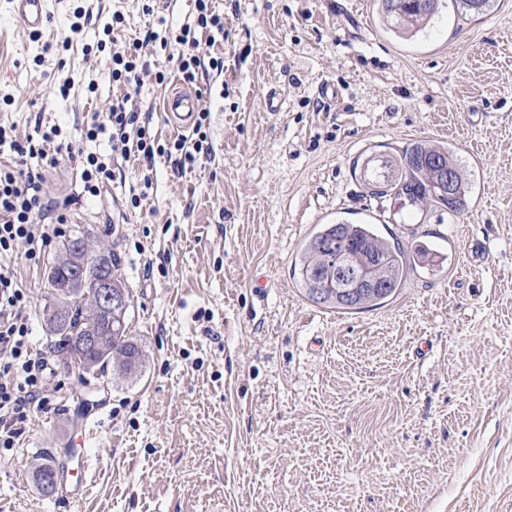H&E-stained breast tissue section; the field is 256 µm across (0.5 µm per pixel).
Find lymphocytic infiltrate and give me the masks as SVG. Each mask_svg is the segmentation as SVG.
Wrapping results in <instances>:
<instances>
[{
  "instance_id": "obj_1",
  "label": "lymphocytic infiltrate",
  "mask_w": 512,
  "mask_h": 512,
  "mask_svg": "<svg viewBox=\"0 0 512 512\" xmlns=\"http://www.w3.org/2000/svg\"><path fill=\"white\" fill-rule=\"evenodd\" d=\"M194 24L184 25L176 35L179 45L178 69L185 80H194L202 63L222 70L223 59L202 60L196 30H205L209 40L224 35V18L215 14L209 0H196ZM167 36L151 32L149 38L135 39L122 50L113 52L109 76L113 83L139 89L147 72L146 56L150 43L167 44ZM128 97L113 100L103 120L87 127L85 139L97 141L107 135L113 151L121 156L138 155L144 161L166 156L175 170L193 164L197 155L208 153L207 110H199L188 137L176 139L171 145L159 144L149 124L139 122L136 112L128 107ZM64 215L54 207L43 191L40 172L0 164V254L23 253L27 260L40 261L53 238L62 233ZM29 303L24 289L13 275L0 270V447H14L19 435L18 422L42 409L47 396L45 381L52 372L50 359L35 351L30 342L32 328L24 310Z\"/></svg>"
}]
</instances>
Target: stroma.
I'll use <instances>...</instances> for the list:
<instances>
[{"label":"stroma","mask_w":512,"mask_h":512,"mask_svg":"<svg viewBox=\"0 0 512 512\" xmlns=\"http://www.w3.org/2000/svg\"><path fill=\"white\" fill-rule=\"evenodd\" d=\"M142 6L64 0L31 37L0 0V126L21 141L59 126L116 174L90 197L78 158L31 160L66 217L38 265L0 256L28 293L31 342L49 354L47 269L86 231L116 258L143 350L130 375L52 356L44 409L0 448V512H70L31 480L46 454L60 484L83 483L82 512H512V0L479 16L451 2L409 38L380 0H213L224 69L190 85L211 151L180 172L84 139L126 92L95 49L102 24L124 16L121 47L196 17L195 0ZM150 62L131 106L165 144L163 98L183 79L170 51ZM416 142L453 151L464 211L369 193L363 161ZM339 221L376 225L409 259L379 308L297 286L301 243Z\"/></svg>","instance_id":"stroma-1"}]
</instances>
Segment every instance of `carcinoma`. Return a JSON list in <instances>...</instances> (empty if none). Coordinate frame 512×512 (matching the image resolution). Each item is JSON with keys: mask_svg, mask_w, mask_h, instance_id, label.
Segmentation results:
<instances>
[{"mask_svg": "<svg viewBox=\"0 0 512 512\" xmlns=\"http://www.w3.org/2000/svg\"><path fill=\"white\" fill-rule=\"evenodd\" d=\"M443 0H383V18L391 26L405 33L417 32L424 28L431 18L438 13ZM459 12L475 16L487 12L491 0H456ZM438 157L448 163L456 174L454 198L448 199L440 194L437 186L438 175L432 159ZM369 162L361 167L364 181L374 188V194L385 193V188L397 189V196L404 198V203L418 207L428 200L437 199L448 206L451 212H460L466 205L468 182L462 170L452 157V151L428 143H415L407 147L400 157L401 176L395 175L393 163L387 159L381 161L379 175L367 176ZM340 239L352 246L361 248L368 255L379 258L380 274L383 284L379 289H369L359 295L357 301H348L342 293L331 285L327 292L319 291L316 279L317 267L321 262L320 247L328 241ZM62 257L55 260L49 267L47 281L53 283L48 288L50 303L42 310V319L49 327L50 335L55 337L51 349L62 359L70 361L79 351L78 338L88 322V311L81 290L94 286L98 276L96 260L112 267L115 259L112 252L92 245L91 251L84 248L64 247ZM298 267V283L304 296L316 304L344 310L375 309L382 306L386 299L400 287L407 271V260L399 247L381 236L371 224H351L338 222L324 224L307 237L299 250L295 261ZM121 351L134 358L142 356L140 346L133 342L126 332L100 335L99 346L85 357L86 363L79 365V370L90 373L103 370L113 365L119 371L127 372V364L115 358V352ZM55 470L54 460L47 459L34 470V481L37 488L45 496H50L55 485H45L43 481L52 477Z\"/></svg>", "mask_w": 512, "mask_h": 512, "instance_id": "obj_1", "label": "carcinoma"}]
</instances>
